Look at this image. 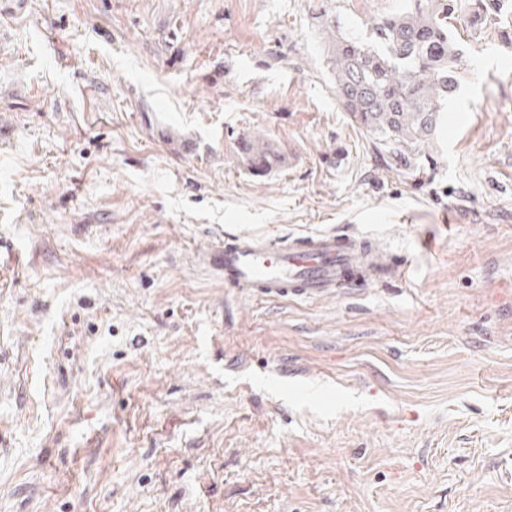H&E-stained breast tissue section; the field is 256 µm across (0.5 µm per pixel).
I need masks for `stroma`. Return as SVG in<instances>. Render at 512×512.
<instances>
[{"label":"stroma","mask_w":512,"mask_h":512,"mask_svg":"<svg viewBox=\"0 0 512 512\" xmlns=\"http://www.w3.org/2000/svg\"><path fill=\"white\" fill-rule=\"evenodd\" d=\"M407 6L0 0V512H512V14L455 19L411 173L325 34ZM327 231L405 278L254 298L213 261Z\"/></svg>","instance_id":"35a3bbf8"}]
</instances>
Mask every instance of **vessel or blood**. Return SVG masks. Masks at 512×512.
<instances>
[{
	"mask_svg": "<svg viewBox=\"0 0 512 512\" xmlns=\"http://www.w3.org/2000/svg\"><path fill=\"white\" fill-rule=\"evenodd\" d=\"M214 260L224 271L225 287L265 298H317L387 276L400 279L407 272L406 265L376 253L364 236L338 232L285 244L238 234L226 238Z\"/></svg>",
	"mask_w": 512,
	"mask_h": 512,
	"instance_id": "obj_1",
	"label": "vessel or blood"
}]
</instances>
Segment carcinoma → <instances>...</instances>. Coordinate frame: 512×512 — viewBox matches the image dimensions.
<instances>
[{"label": "carcinoma", "instance_id": "carcinoma-1", "mask_svg": "<svg viewBox=\"0 0 512 512\" xmlns=\"http://www.w3.org/2000/svg\"><path fill=\"white\" fill-rule=\"evenodd\" d=\"M459 0H410L379 20L370 37L327 27L336 101L396 165L433 152L443 111L458 86L462 50L451 20ZM467 20L482 26L512 0H468Z\"/></svg>", "mask_w": 512, "mask_h": 512}]
</instances>
